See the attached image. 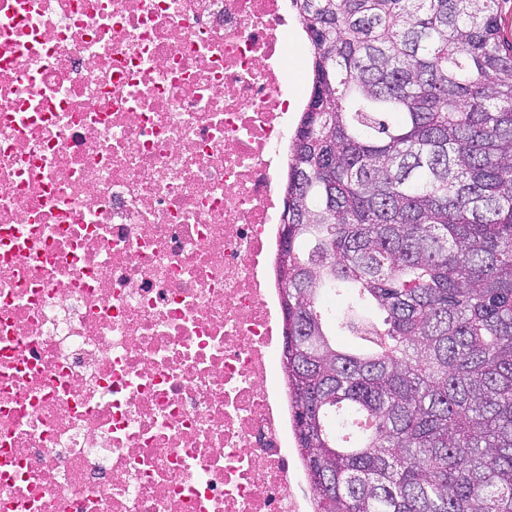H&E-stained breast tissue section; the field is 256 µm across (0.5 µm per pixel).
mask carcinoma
Returning a JSON list of instances; mask_svg holds the SVG:
<instances>
[{
    "instance_id": "cac0c4a2",
    "label": "carcinoma",
    "mask_w": 512,
    "mask_h": 512,
    "mask_svg": "<svg viewBox=\"0 0 512 512\" xmlns=\"http://www.w3.org/2000/svg\"><path fill=\"white\" fill-rule=\"evenodd\" d=\"M291 4L312 87L288 148L277 279L314 512H512L500 0ZM336 292L341 319L323 303Z\"/></svg>"
}]
</instances>
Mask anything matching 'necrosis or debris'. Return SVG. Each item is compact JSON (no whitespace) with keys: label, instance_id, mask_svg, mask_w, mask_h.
Wrapping results in <instances>:
<instances>
[{"label":"necrosis or debris","instance_id":"obj_1","mask_svg":"<svg viewBox=\"0 0 512 512\" xmlns=\"http://www.w3.org/2000/svg\"><path fill=\"white\" fill-rule=\"evenodd\" d=\"M287 34L286 0H0V512H308Z\"/></svg>","mask_w":512,"mask_h":512}]
</instances>
